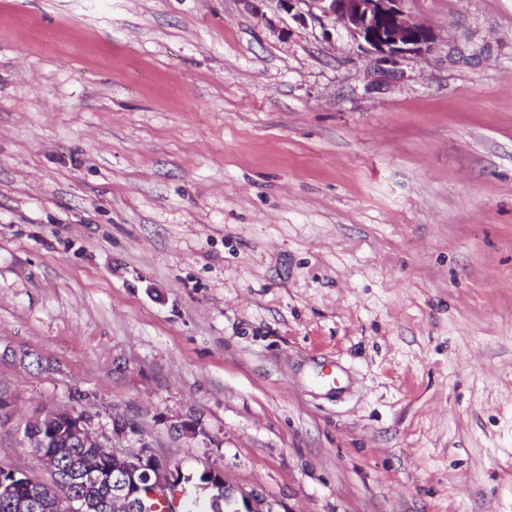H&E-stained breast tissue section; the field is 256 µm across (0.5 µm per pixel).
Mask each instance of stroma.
I'll list each match as a JSON object with an SVG mask.
<instances>
[{
    "instance_id": "35a3bbf8",
    "label": "stroma",
    "mask_w": 512,
    "mask_h": 512,
    "mask_svg": "<svg viewBox=\"0 0 512 512\" xmlns=\"http://www.w3.org/2000/svg\"><path fill=\"white\" fill-rule=\"evenodd\" d=\"M405 8L384 77L279 0H0L21 412H136L262 512H512V0Z\"/></svg>"
}]
</instances>
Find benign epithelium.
<instances>
[{
	"label": "benign epithelium",
	"instance_id": "benign-epithelium-1",
	"mask_svg": "<svg viewBox=\"0 0 512 512\" xmlns=\"http://www.w3.org/2000/svg\"><path fill=\"white\" fill-rule=\"evenodd\" d=\"M405 0H281L292 18L304 21L305 15L333 25L339 24L360 44L377 71L389 74L409 56H424L434 48L430 28L410 17L404 9ZM310 6L308 13L295 11L298 4ZM17 398L0 390V432L22 433L16 416ZM108 417L111 430L101 427ZM63 417L68 421L71 436L96 439L97 454L110 463V469L120 471L124 479L112 487V501L131 503L143 493L155 500L174 495L173 508L181 505L184 493L178 490L179 470L161 461L141 428L138 416L83 406L72 410L64 406H45L29 416V428L38 421Z\"/></svg>",
	"mask_w": 512,
	"mask_h": 512
}]
</instances>
